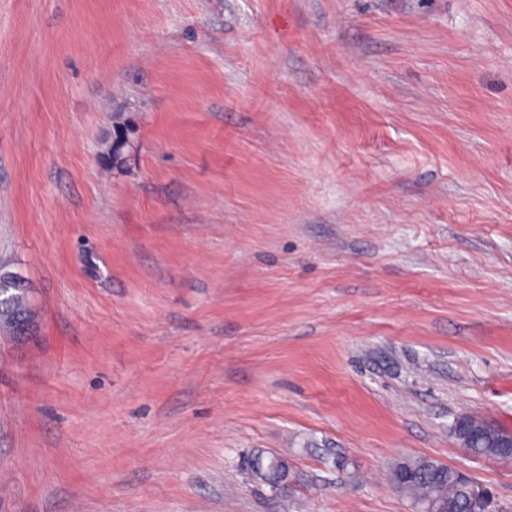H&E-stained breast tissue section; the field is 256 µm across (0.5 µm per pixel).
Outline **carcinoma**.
<instances>
[{
    "mask_svg": "<svg viewBox=\"0 0 512 512\" xmlns=\"http://www.w3.org/2000/svg\"><path fill=\"white\" fill-rule=\"evenodd\" d=\"M5 290L0 293V335L8 339L18 334L12 313L22 307L29 286L20 276L13 274L4 281ZM479 450L494 453L489 447L492 440L505 436L508 429L492 425L480 426ZM270 455L256 452L251 455L250 469L259 471L257 478L264 480L278 492L279 474L269 469ZM393 488L406 497L409 503L420 506L432 505L433 512H478L479 501L472 493L476 481L462 478L461 472L432 458H408L397 462L390 473Z\"/></svg>",
    "mask_w": 512,
    "mask_h": 512,
    "instance_id": "carcinoma-1",
    "label": "carcinoma"
}]
</instances>
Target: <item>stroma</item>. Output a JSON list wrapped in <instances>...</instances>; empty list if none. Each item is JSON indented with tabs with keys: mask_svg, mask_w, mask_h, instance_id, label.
<instances>
[{
	"mask_svg": "<svg viewBox=\"0 0 512 512\" xmlns=\"http://www.w3.org/2000/svg\"><path fill=\"white\" fill-rule=\"evenodd\" d=\"M0 266V512H512V0H0ZM4 289L0 292V335L13 340V336L19 333L16 323L11 320L12 313L18 308L22 307L27 298L29 286L20 276L12 273L11 278L4 280ZM21 323L22 336H18V345H23L36 336L38 331V315L36 307L31 298V294L27 298V303L23 313L19 319ZM462 424L460 426V435H454L458 445L469 452L470 454L474 455L473 449H479L480 451L484 453H495L499 448H511L512 447V437L508 440H502L501 441V447L496 446L495 448L486 447L491 443L493 439L502 437L507 435L508 431L512 433L511 430L502 428V427H496L492 425L484 426L480 425V427H476L477 430H480V439L476 443V446H479L478 448H475L473 445V442L471 441L470 437L468 436V431H462ZM473 448V449H472ZM270 455L267 453L256 452L251 455L249 461L250 469L258 471L259 474L256 476L257 479H263L264 483L267 484L273 491L281 492L284 488H278L279 474L275 471L269 470ZM401 468L412 471L403 482L396 481V472ZM393 488L410 503L420 506L432 504L433 512H478L479 501L472 493L474 485L480 483L461 472L432 458H408L397 462L390 473Z\"/></svg>",
	"mask_w": 512,
	"mask_h": 512,
	"instance_id": "35a3bbf8",
	"label": "stroma"
}]
</instances>
